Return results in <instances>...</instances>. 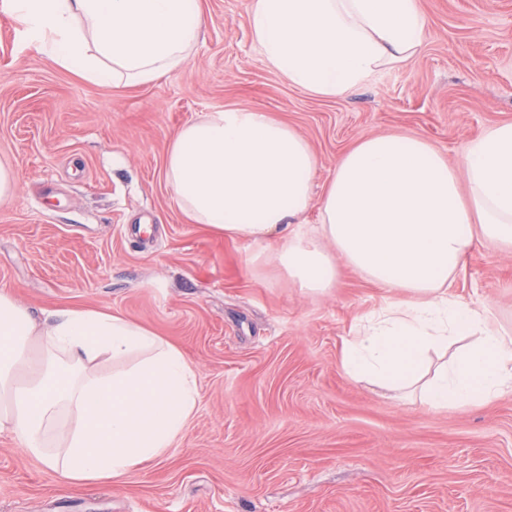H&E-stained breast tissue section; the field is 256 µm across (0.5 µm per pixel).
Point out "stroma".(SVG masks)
Instances as JSON below:
<instances>
[{
  "label": "stroma",
  "instance_id": "35a3bbf8",
  "mask_svg": "<svg viewBox=\"0 0 512 512\" xmlns=\"http://www.w3.org/2000/svg\"><path fill=\"white\" fill-rule=\"evenodd\" d=\"M200 4L187 63L138 86L60 69L0 13V161L18 183L0 202V285L37 317L107 307L150 328L199 388L165 457L117 485H64L0 432V512H512V392L431 411L353 380L343 342L391 291L339 258L333 288L307 295L254 246L192 223L163 177L179 129L227 107L304 137L319 191L376 134L422 136L462 166L512 122V0H420L415 62L340 100L266 66L249 0ZM453 293L512 333V254L477 245Z\"/></svg>",
  "mask_w": 512,
  "mask_h": 512
}]
</instances>
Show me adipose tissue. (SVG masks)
<instances>
[{
    "label": "adipose tissue",
    "mask_w": 512,
    "mask_h": 512,
    "mask_svg": "<svg viewBox=\"0 0 512 512\" xmlns=\"http://www.w3.org/2000/svg\"><path fill=\"white\" fill-rule=\"evenodd\" d=\"M30 45L101 85H143L197 44L199 0H0ZM253 41L288 82L344 98L409 65L426 19L418 0H250ZM318 159L295 129L228 107L174 136L164 176L182 212L226 236L280 245L271 260L306 293L330 288L340 256L402 296L375 310L341 353L346 375L432 410L512 391V336L488 309L450 292L477 244L512 252V123L485 130L463 170L417 135L361 139L336 160L321 196ZM317 207L319 222L302 219ZM462 348L432 365L452 340ZM199 398L184 353L101 309L37 320L0 286V430L72 483H118L164 457Z\"/></svg>",
    "instance_id": "ef3b65f1"
}]
</instances>
